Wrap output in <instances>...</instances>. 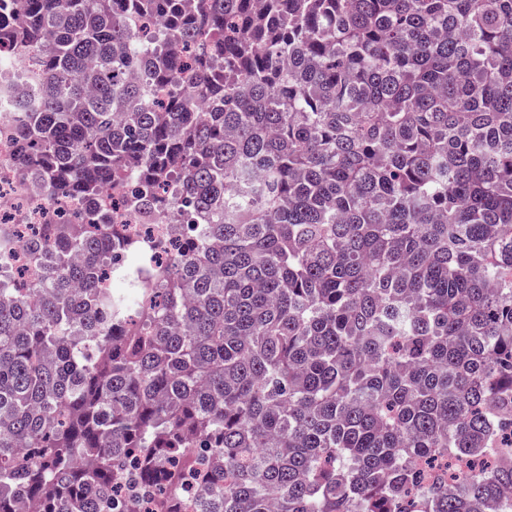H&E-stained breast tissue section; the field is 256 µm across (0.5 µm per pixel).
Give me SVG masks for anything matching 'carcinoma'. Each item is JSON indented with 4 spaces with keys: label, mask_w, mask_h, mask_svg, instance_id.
I'll return each instance as SVG.
<instances>
[{
    "label": "carcinoma",
    "mask_w": 512,
    "mask_h": 512,
    "mask_svg": "<svg viewBox=\"0 0 512 512\" xmlns=\"http://www.w3.org/2000/svg\"><path fill=\"white\" fill-rule=\"evenodd\" d=\"M16 2L0 512H512V0ZM8 119L0 120V232L7 227L15 244L1 257L0 266H7L20 277L30 280L37 271V264L17 242L24 233L39 232L44 224L57 227L62 224V214L74 216L80 206L74 200L61 199L45 188H34L19 181L13 164V144L8 130ZM115 206H118L115 209ZM113 209L114 222L123 225L142 244L145 256H165L184 245L185 234L182 228L169 216H153L149 219L137 217L131 210L116 203Z\"/></svg>",
    "instance_id": "cac0c4a2"
}]
</instances>
